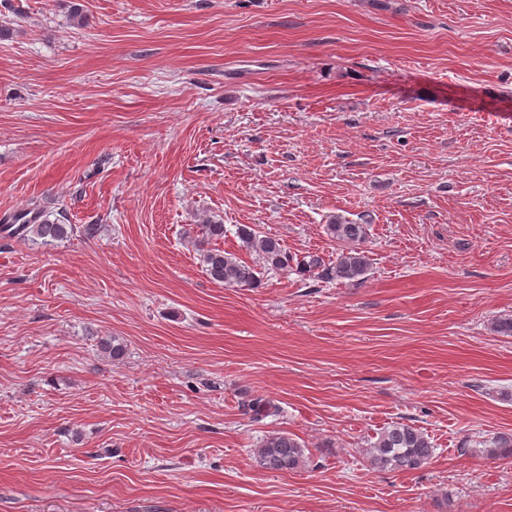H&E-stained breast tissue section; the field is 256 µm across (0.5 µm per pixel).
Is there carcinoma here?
<instances>
[{
    "instance_id": "1",
    "label": "carcinoma",
    "mask_w": 512,
    "mask_h": 512,
    "mask_svg": "<svg viewBox=\"0 0 512 512\" xmlns=\"http://www.w3.org/2000/svg\"><path fill=\"white\" fill-rule=\"evenodd\" d=\"M200 239L196 240L199 260L209 278L226 288H255L260 285V274L264 271L295 272L301 276L318 273V278L327 281H356L364 276L370 267V259L364 244L369 237V225L356 224L342 218L325 225L326 235L342 246L336 262L324 265L317 258L293 263V258L280 241L272 236L262 235L249 225L237 227V237L256 258L249 263L235 253L211 246L224 238V224L208 218L196 225ZM9 235L18 238H39L49 244L62 240L73 231L70 224H57L47 220L39 221V215L32 217L21 212L14 223L4 227ZM103 354L116 360L123 356L124 345L118 338L100 340ZM366 453L372 465L380 469L411 471L422 467L434 455L430 439L421 430L404 423H395L380 432L375 441L369 443ZM483 453L491 458L512 455V434L497 435L485 441ZM258 463L273 471H295L305 466V446L287 432L267 435L256 448Z\"/></svg>"
}]
</instances>
